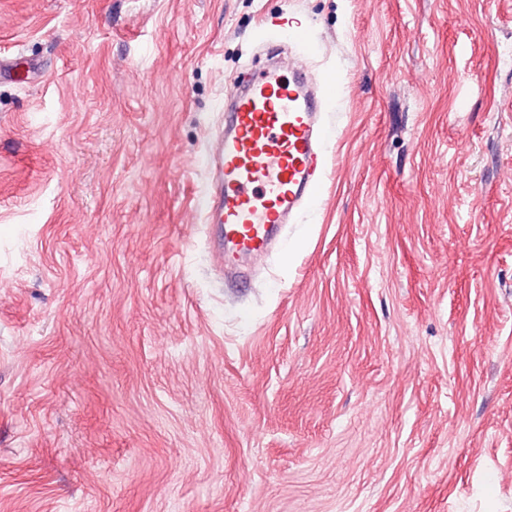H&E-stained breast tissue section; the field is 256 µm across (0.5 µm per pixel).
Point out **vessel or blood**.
Here are the masks:
<instances>
[{
	"mask_svg": "<svg viewBox=\"0 0 512 512\" xmlns=\"http://www.w3.org/2000/svg\"><path fill=\"white\" fill-rule=\"evenodd\" d=\"M338 74L320 82L299 56L236 78L224 93V129L209 138L214 177L204 220L223 234L215 253L226 279L247 275L285 226L297 223L322 180L331 136L326 102Z\"/></svg>",
	"mask_w": 512,
	"mask_h": 512,
	"instance_id": "1",
	"label": "vessel or blood"
}]
</instances>
